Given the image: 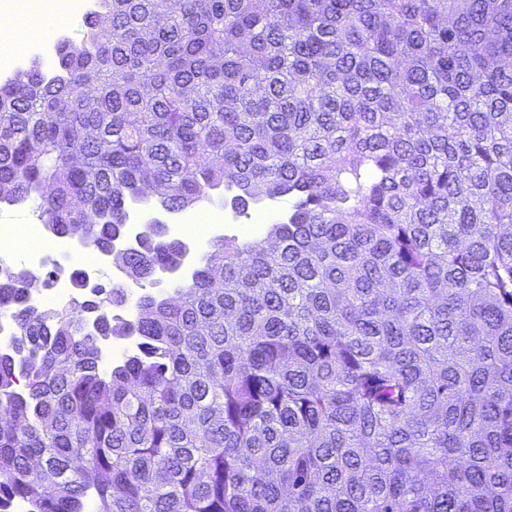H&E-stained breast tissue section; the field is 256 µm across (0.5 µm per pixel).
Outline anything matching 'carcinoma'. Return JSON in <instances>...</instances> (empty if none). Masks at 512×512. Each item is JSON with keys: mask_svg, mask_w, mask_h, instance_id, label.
Listing matches in <instances>:
<instances>
[{"mask_svg": "<svg viewBox=\"0 0 512 512\" xmlns=\"http://www.w3.org/2000/svg\"><path fill=\"white\" fill-rule=\"evenodd\" d=\"M0 83V205L288 198L173 296L79 316L0 270V512H512V0H99ZM154 220L117 255L157 283ZM138 337L100 369L99 338ZM68 9L73 14H67V21L62 28L60 34L50 39L49 41H56L59 38L68 39L71 42L79 45L87 37V28L84 25V19L81 16H75L74 13H86L89 11L90 3L86 0H70Z\"/></svg>", "mask_w": 512, "mask_h": 512, "instance_id": "cac0c4a2", "label": "carcinoma"}]
</instances>
